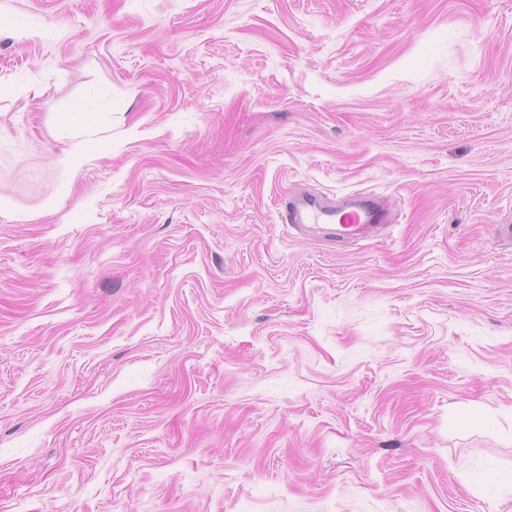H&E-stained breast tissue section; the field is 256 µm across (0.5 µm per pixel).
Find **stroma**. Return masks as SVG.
<instances>
[{"mask_svg":"<svg viewBox=\"0 0 512 512\" xmlns=\"http://www.w3.org/2000/svg\"><path fill=\"white\" fill-rule=\"evenodd\" d=\"M502 224L512 0H0V512H512ZM329 219L336 222V210L322 203L315 196H303L288 203L284 222L287 224H324ZM347 225L341 226L348 235L363 232L368 235L378 231L388 220V211L382 203L377 202L376 207L367 209H348Z\"/></svg>","mask_w":512,"mask_h":512,"instance_id":"obj_1","label":"stroma"}]
</instances>
